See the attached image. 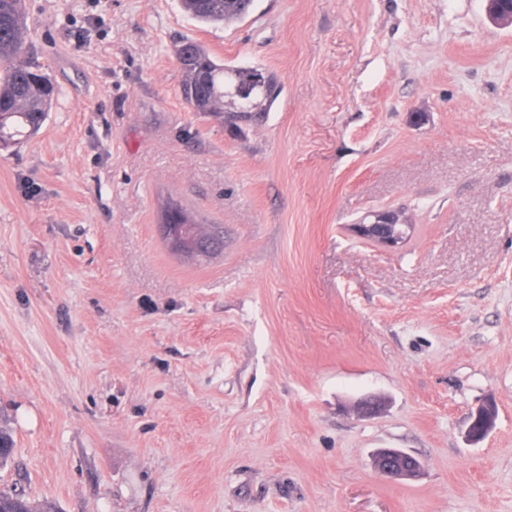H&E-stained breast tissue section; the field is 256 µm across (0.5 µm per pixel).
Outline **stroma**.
Here are the masks:
<instances>
[{"mask_svg":"<svg viewBox=\"0 0 512 512\" xmlns=\"http://www.w3.org/2000/svg\"><path fill=\"white\" fill-rule=\"evenodd\" d=\"M60 87L0 150V488L59 512H512V27L485 0H26ZM191 38L274 71L234 128ZM217 238L173 253L167 201ZM403 210L390 250L350 227ZM487 437L465 438L478 406ZM415 456L412 480L374 454ZM184 10L205 24H229L248 13L254 0H181ZM177 56L182 73V98L196 112L218 113L224 112V97L233 98L234 109L227 119L229 125L238 127L236 121L262 117L270 112L279 96L280 82L273 71L252 66H226L214 60L192 39L186 38L181 42ZM252 72L255 73L246 83L238 85ZM260 73L264 75L267 89L253 96L238 97L237 95L253 94L263 87L264 80Z\"/></svg>","mask_w":512,"mask_h":512,"instance_id":"35a3bbf8","label":"stroma"}]
</instances>
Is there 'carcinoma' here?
I'll return each mask as SVG.
<instances>
[{"mask_svg":"<svg viewBox=\"0 0 512 512\" xmlns=\"http://www.w3.org/2000/svg\"><path fill=\"white\" fill-rule=\"evenodd\" d=\"M254 0H181L184 10L205 24H229L248 13ZM28 36L23 0H0V144L34 133L44 121L58 89L42 70L20 59ZM182 80L180 94L196 112L224 111V97L234 99L227 123L261 117L270 111L280 93L276 73L252 66H226L214 60L196 41L186 38L179 45ZM253 72L264 75L266 90L252 96L235 94L238 83ZM0 512H53L17 491L0 490Z\"/></svg>","mask_w":512,"mask_h":512,"instance_id":"carcinoma-1","label":"carcinoma"}]
</instances>
